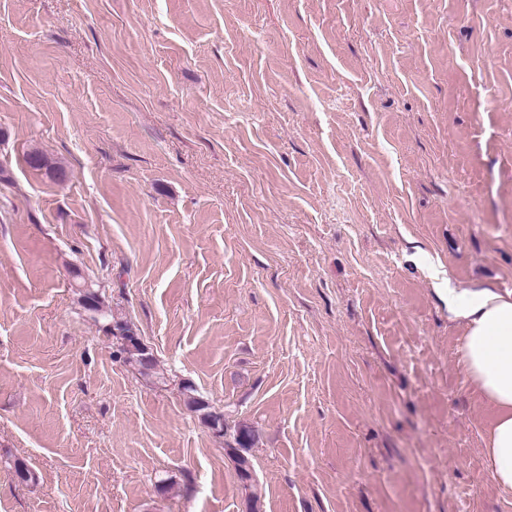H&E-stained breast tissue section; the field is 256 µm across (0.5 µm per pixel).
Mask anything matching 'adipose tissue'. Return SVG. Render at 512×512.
<instances>
[{
  "instance_id": "adipose-tissue-1",
  "label": "adipose tissue",
  "mask_w": 512,
  "mask_h": 512,
  "mask_svg": "<svg viewBox=\"0 0 512 512\" xmlns=\"http://www.w3.org/2000/svg\"><path fill=\"white\" fill-rule=\"evenodd\" d=\"M448 311L463 320L459 353L464 371L494 418L484 456L495 486L512 493V292L449 289Z\"/></svg>"
}]
</instances>
